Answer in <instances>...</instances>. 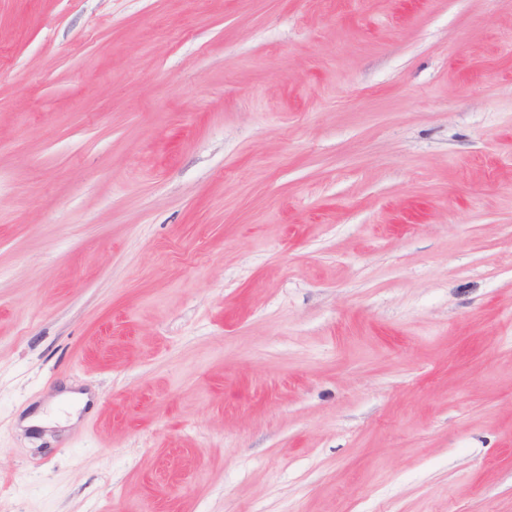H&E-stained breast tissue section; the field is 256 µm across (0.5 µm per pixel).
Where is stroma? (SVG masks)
Here are the masks:
<instances>
[{"instance_id":"35a3bbf8","label":"stroma","mask_w":512,"mask_h":512,"mask_svg":"<svg viewBox=\"0 0 512 512\" xmlns=\"http://www.w3.org/2000/svg\"><path fill=\"white\" fill-rule=\"evenodd\" d=\"M0 512H512V0H0Z\"/></svg>"}]
</instances>
